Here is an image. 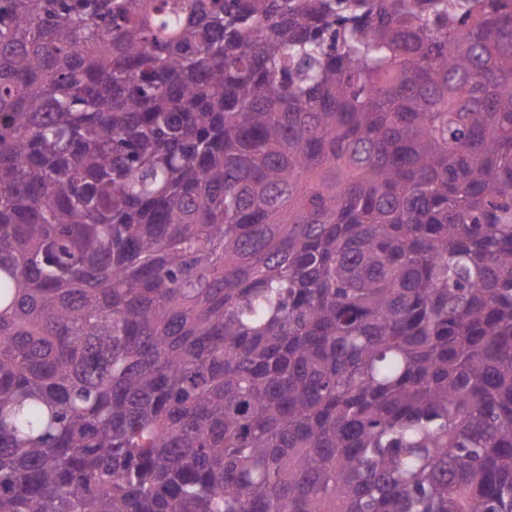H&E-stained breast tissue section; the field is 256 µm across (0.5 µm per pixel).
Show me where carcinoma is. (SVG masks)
I'll use <instances>...</instances> for the list:
<instances>
[{
  "label": "carcinoma",
  "instance_id": "carcinoma-1",
  "mask_svg": "<svg viewBox=\"0 0 512 512\" xmlns=\"http://www.w3.org/2000/svg\"><path fill=\"white\" fill-rule=\"evenodd\" d=\"M0 512H512V0H0Z\"/></svg>",
  "mask_w": 512,
  "mask_h": 512
}]
</instances>
